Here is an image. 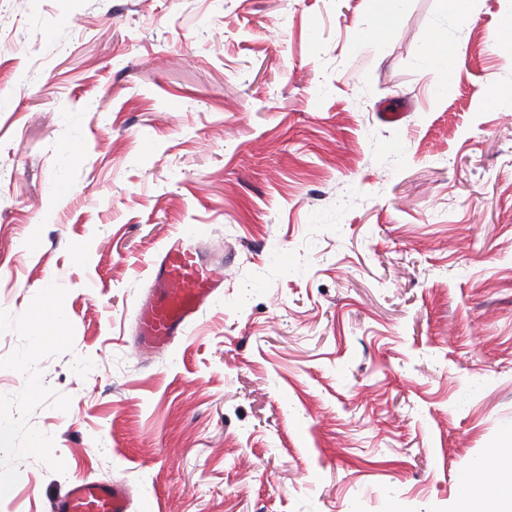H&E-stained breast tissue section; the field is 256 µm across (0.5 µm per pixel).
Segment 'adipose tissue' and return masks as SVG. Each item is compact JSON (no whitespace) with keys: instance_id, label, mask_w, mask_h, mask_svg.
Here are the masks:
<instances>
[{"instance_id":"1","label":"adipose tissue","mask_w":512,"mask_h":512,"mask_svg":"<svg viewBox=\"0 0 512 512\" xmlns=\"http://www.w3.org/2000/svg\"><path fill=\"white\" fill-rule=\"evenodd\" d=\"M459 512H512V465L470 471L463 482Z\"/></svg>"}]
</instances>
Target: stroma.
Returning a JSON list of instances; mask_svg holds the SVG:
<instances>
[{"label":"stroma","instance_id":"stroma-1","mask_svg":"<svg viewBox=\"0 0 512 512\" xmlns=\"http://www.w3.org/2000/svg\"><path fill=\"white\" fill-rule=\"evenodd\" d=\"M374 25L370 0H0V512L82 479L130 512H457L512 436V0ZM185 230L223 286L140 352Z\"/></svg>","mask_w":512,"mask_h":512}]
</instances>
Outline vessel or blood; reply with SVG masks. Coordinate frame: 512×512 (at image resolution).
I'll return each mask as SVG.
<instances>
[{"label":"vessel or blood","instance_id":"1","mask_svg":"<svg viewBox=\"0 0 512 512\" xmlns=\"http://www.w3.org/2000/svg\"><path fill=\"white\" fill-rule=\"evenodd\" d=\"M223 268L206 260L197 238L173 237L150 273L151 287L142 301L135 344L159 354L174 347L186 325L211 302L223 284ZM125 485L112 481H84L56 499L52 512H129Z\"/></svg>","mask_w":512,"mask_h":512}]
</instances>
